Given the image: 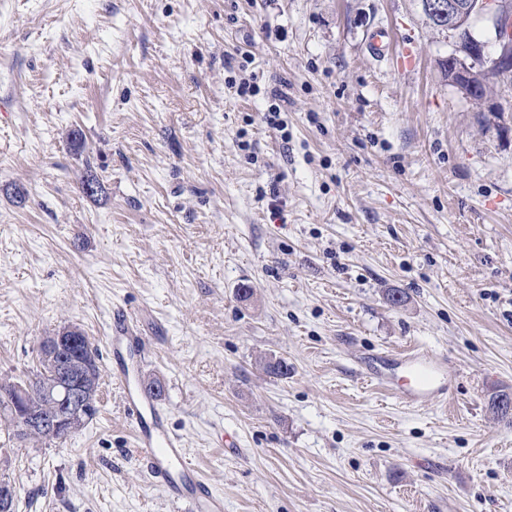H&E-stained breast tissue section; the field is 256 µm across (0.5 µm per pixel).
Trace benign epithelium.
I'll return each mask as SVG.
<instances>
[{"mask_svg":"<svg viewBox=\"0 0 512 512\" xmlns=\"http://www.w3.org/2000/svg\"><path fill=\"white\" fill-rule=\"evenodd\" d=\"M424 8L433 18H448L443 29L454 37L455 45L448 54V83L470 99L485 104L492 97L483 93L489 86L488 78L512 67V13L501 8L498 0H425ZM490 21L498 45L496 56L485 53V43L474 38L461 39L459 31L474 18ZM80 330L68 327L43 339L41 348L55 358V382L48 393L55 407L48 410L35 399L34 386L25 383L13 385L11 418L22 434H56L66 437L79 431L94 417L93 390L76 375L81 364Z\"/></svg>","mask_w":512,"mask_h":512,"instance_id":"1","label":"benign epithelium"}]
</instances>
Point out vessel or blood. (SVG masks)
I'll use <instances>...</instances> for the list:
<instances>
[{
  "mask_svg": "<svg viewBox=\"0 0 512 512\" xmlns=\"http://www.w3.org/2000/svg\"><path fill=\"white\" fill-rule=\"evenodd\" d=\"M108 338L112 376L122 387L124 410L133 432L134 446L157 487L185 512H224V496L216 491L186 460L180 439L167 427V412L151 393L131 381L133 357L147 350L133 319L123 310L110 316ZM368 378L394 389L399 401L419 407L448 396V376L442 362L430 354L413 351L404 360L376 358L367 368Z\"/></svg>",
  "mask_w": 512,
  "mask_h": 512,
  "instance_id": "1",
  "label": "vessel or blood"
}]
</instances>
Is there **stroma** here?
Masks as SVG:
<instances>
[{
  "label": "stroma",
  "mask_w": 512,
  "mask_h": 512,
  "mask_svg": "<svg viewBox=\"0 0 512 512\" xmlns=\"http://www.w3.org/2000/svg\"><path fill=\"white\" fill-rule=\"evenodd\" d=\"M452 49L416 0H0V381L61 327L105 345L121 305L224 512H512L487 408L512 393V136L449 86ZM412 348L445 359L447 399L369 381ZM100 365L80 434L0 424L17 512H181Z\"/></svg>",
  "instance_id": "35a3bbf8"
}]
</instances>
